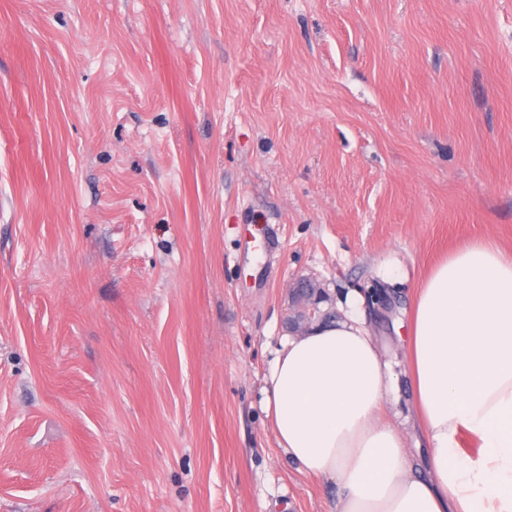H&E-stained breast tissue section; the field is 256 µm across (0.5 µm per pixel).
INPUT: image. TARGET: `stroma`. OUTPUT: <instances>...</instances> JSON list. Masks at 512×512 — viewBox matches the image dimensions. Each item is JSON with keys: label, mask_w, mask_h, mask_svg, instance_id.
Returning a JSON list of instances; mask_svg holds the SVG:
<instances>
[{"label": "stroma", "mask_w": 512, "mask_h": 512, "mask_svg": "<svg viewBox=\"0 0 512 512\" xmlns=\"http://www.w3.org/2000/svg\"><path fill=\"white\" fill-rule=\"evenodd\" d=\"M512 253V0H0V512H334L260 407L302 279L397 356Z\"/></svg>", "instance_id": "35a3bbf8"}]
</instances>
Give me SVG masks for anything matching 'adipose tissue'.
Masks as SVG:
<instances>
[{"label":"adipose tissue","mask_w":512,"mask_h":512,"mask_svg":"<svg viewBox=\"0 0 512 512\" xmlns=\"http://www.w3.org/2000/svg\"><path fill=\"white\" fill-rule=\"evenodd\" d=\"M366 302L348 291L335 319L276 350L261 409L279 447L337 487L336 512H512V256L476 238L414 288L402 340L411 397L391 422L384 401L397 375Z\"/></svg>","instance_id":"obj_1"}]
</instances>
